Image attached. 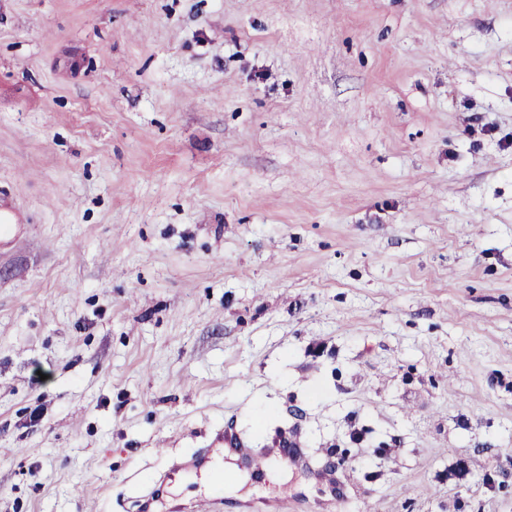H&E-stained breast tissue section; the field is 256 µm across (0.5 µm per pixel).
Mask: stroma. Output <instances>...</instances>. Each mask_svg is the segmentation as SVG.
I'll return each mask as SVG.
<instances>
[{"label":"stroma","mask_w":512,"mask_h":512,"mask_svg":"<svg viewBox=\"0 0 512 512\" xmlns=\"http://www.w3.org/2000/svg\"><path fill=\"white\" fill-rule=\"evenodd\" d=\"M0 512H512V0H0ZM219 440L223 442L224 451L236 456L242 467L255 476L264 474L274 459L298 467L312 468L310 459L302 448H299L296 443L288 441L286 437L276 443V448H267L263 453L253 452L247 447L243 438L229 427L219 435Z\"/></svg>","instance_id":"obj_1"}]
</instances>
